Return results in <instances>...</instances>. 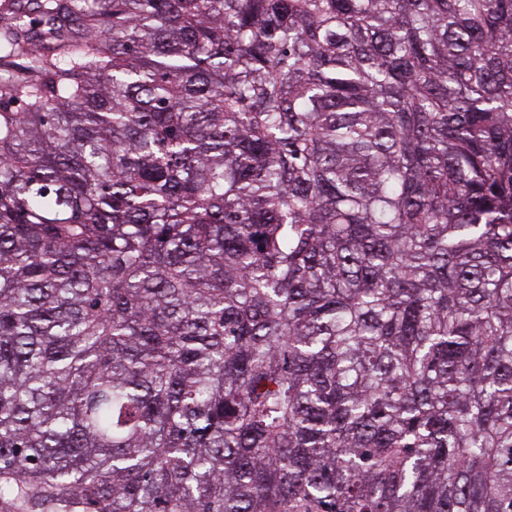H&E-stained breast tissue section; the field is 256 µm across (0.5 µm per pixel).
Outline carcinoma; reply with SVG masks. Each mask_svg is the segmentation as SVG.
<instances>
[{
  "instance_id": "obj_1",
  "label": "carcinoma",
  "mask_w": 512,
  "mask_h": 512,
  "mask_svg": "<svg viewBox=\"0 0 512 512\" xmlns=\"http://www.w3.org/2000/svg\"><path fill=\"white\" fill-rule=\"evenodd\" d=\"M0 9V512H512V0Z\"/></svg>"
}]
</instances>
